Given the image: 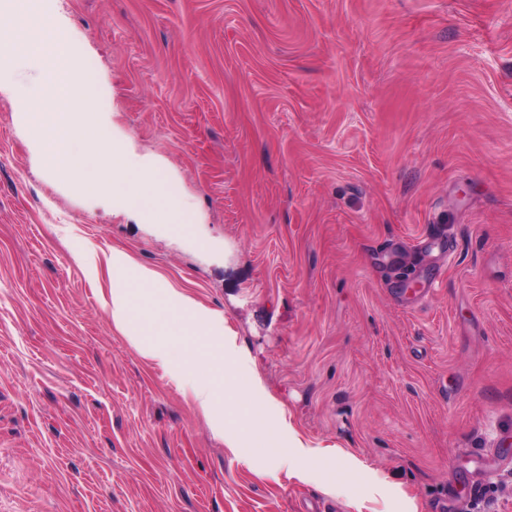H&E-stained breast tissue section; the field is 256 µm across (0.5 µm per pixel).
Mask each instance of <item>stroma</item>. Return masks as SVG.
Here are the masks:
<instances>
[{
    "instance_id": "1",
    "label": "stroma",
    "mask_w": 512,
    "mask_h": 512,
    "mask_svg": "<svg viewBox=\"0 0 512 512\" xmlns=\"http://www.w3.org/2000/svg\"><path fill=\"white\" fill-rule=\"evenodd\" d=\"M53 8L190 222L47 175L0 94V512H512V0ZM115 249L212 312L241 415L178 310L164 364L114 326ZM224 356L215 365L216 381L195 389V396L199 407L205 414H214L217 411H224V418L235 415L239 408L232 402L224 401Z\"/></svg>"
}]
</instances>
